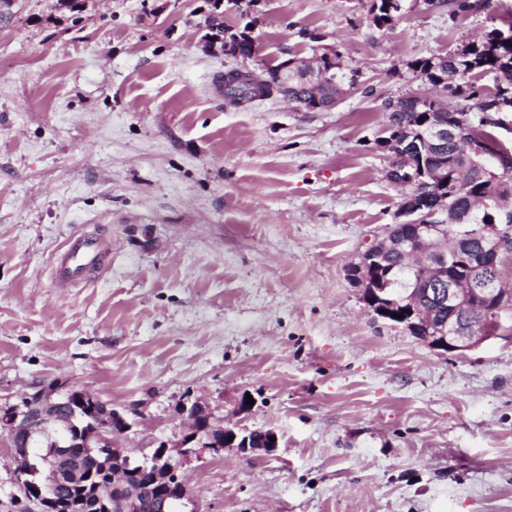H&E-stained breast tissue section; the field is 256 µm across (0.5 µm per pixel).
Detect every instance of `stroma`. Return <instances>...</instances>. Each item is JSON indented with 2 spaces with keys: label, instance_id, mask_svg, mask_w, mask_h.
Wrapping results in <instances>:
<instances>
[{
  "label": "stroma",
  "instance_id": "35a3bbf8",
  "mask_svg": "<svg viewBox=\"0 0 512 512\" xmlns=\"http://www.w3.org/2000/svg\"><path fill=\"white\" fill-rule=\"evenodd\" d=\"M78 2L0 0V408L86 390L134 419L136 456L197 399L277 432L268 455L184 458V512H512V339L439 355L347 277L402 201L384 101L430 93L412 59L512 29V0L389 28L369 0H255L256 53L235 58L206 0ZM324 44L359 70L332 109L225 102V71ZM95 230L107 270L56 287V250ZM17 467L0 429V512H39Z\"/></svg>",
  "mask_w": 512,
  "mask_h": 512
}]
</instances>
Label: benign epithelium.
Segmentation results:
<instances>
[{
    "instance_id": "7a95c632",
    "label": "benign epithelium",
    "mask_w": 512,
    "mask_h": 512,
    "mask_svg": "<svg viewBox=\"0 0 512 512\" xmlns=\"http://www.w3.org/2000/svg\"><path fill=\"white\" fill-rule=\"evenodd\" d=\"M465 132L463 121L431 123L430 136L422 141L403 139L390 145V165L387 178L395 183L406 176L408 183L428 177L443 178V165L437 161L439 147ZM421 165L405 174L403 170L414 158ZM487 223L479 224L473 236L480 239L481 250L463 253L469 236L464 234L450 246L440 243V236H448V206L427 207L415 193L405 195L396 212V223L407 226L419 239L425 241L423 253L432 269L431 279H412L411 287L404 289L400 298L391 296L393 269L382 263L380 244H373L349 269L351 280L360 289L362 300L374 318H383V311L401 309L402 330L413 335L440 355L463 357L494 338L496 331L486 317H502L504 303L512 300V281L503 275L502 266L512 258V210L502 206L500 199L487 195L483 198ZM448 308V320L438 324L425 316V299ZM26 402L41 405L42 422L28 432L24 447L15 449L22 459L31 451L35 441L43 436L59 434L54 449L44 457L46 478L41 484L31 485L36 498L44 505V512H58L60 505L54 496V487L71 480L66 456L73 444L69 431L84 433V456L99 462L102 449L112 452V482L122 493L119 512H175L188 498V489L179 476L180 462L175 460L172 448H202L221 451L238 448L244 452L272 453L278 442L270 441L278 434L269 429L256 433L243 432L235 424L222 426V445L213 443L205 433L211 428L213 415L208 405L196 400L182 411L190 421L189 432L178 443L156 441L149 467L131 472V457L119 447V439L132 428L123 413L84 390H67L59 383L42 387L27 396ZM26 408L0 409V428L10 435L26 430Z\"/></svg>"
}]
</instances>
